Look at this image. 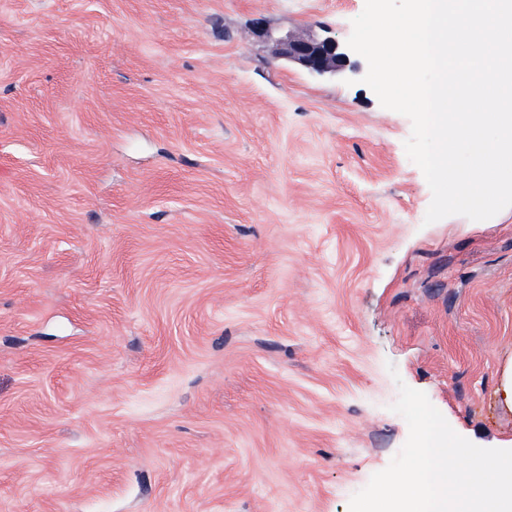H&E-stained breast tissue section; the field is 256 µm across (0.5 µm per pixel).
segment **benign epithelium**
<instances>
[{
	"label": "benign epithelium",
	"instance_id": "1",
	"mask_svg": "<svg viewBox=\"0 0 512 512\" xmlns=\"http://www.w3.org/2000/svg\"><path fill=\"white\" fill-rule=\"evenodd\" d=\"M281 55L309 73L322 76L346 66L348 55L332 37L314 38L302 34L278 39Z\"/></svg>",
	"mask_w": 512,
	"mask_h": 512
}]
</instances>
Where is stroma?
<instances>
[{"label": "stroma", "mask_w": 512, "mask_h": 512, "mask_svg": "<svg viewBox=\"0 0 512 512\" xmlns=\"http://www.w3.org/2000/svg\"><path fill=\"white\" fill-rule=\"evenodd\" d=\"M365 0H0V512H349L423 391L512 448V207L432 194ZM281 55L309 73L322 76L346 66L348 55L333 37L314 38L302 34L278 39Z\"/></svg>", "instance_id": "35a3bbf8"}]
</instances>
